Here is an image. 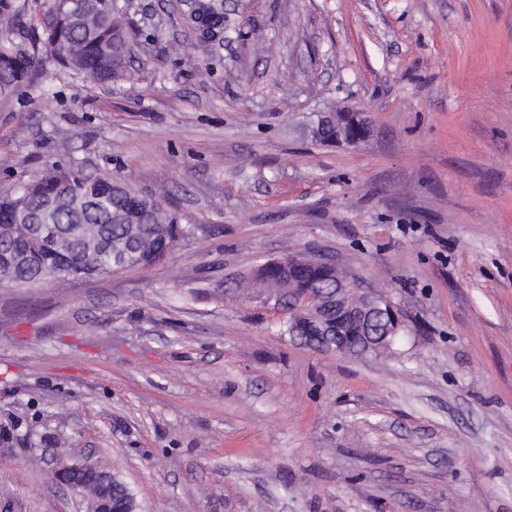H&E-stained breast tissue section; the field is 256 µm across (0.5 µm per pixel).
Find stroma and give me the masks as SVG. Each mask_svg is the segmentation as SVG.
<instances>
[{
    "label": "stroma",
    "mask_w": 512,
    "mask_h": 512,
    "mask_svg": "<svg viewBox=\"0 0 512 512\" xmlns=\"http://www.w3.org/2000/svg\"><path fill=\"white\" fill-rule=\"evenodd\" d=\"M102 86L45 61L0 102V191L52 165L162 199L148 267L0 288V512H85L57 464L140 512H512V0H128ZM364 112L359 146L313 113ZM329 257L404 329L379 355L289 336L255 276ZM195 19L202 36L224 40V0H204ZM103 468L93 464L62 465L53 470V478L60 484L80 493L87 503V512L113 511L112 494L124 504L132 500V493L124 481L108 471L112 487L102 477Z\"/></svg>",
    "instance_id": "1"
}]
</instances>
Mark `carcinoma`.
Wrapping results in <instances>:
<instances>
[{
  "instance_id": "carcinoma-1",
  "label": "carcinoma",
  "mask_w": 512,
  "mask_h": 512,
  "mask_svg": "<svg viewBox=\"0 0 512 512\" xmlns=\"http://www.w3.org/2000/svg\"><path fill=\"white\" fill-rule=\"evenodd\" d=\"M17 0H0V99L10 98L37 75L45 57L58 66L97 83L110 84L124 73L132 40L126 12L118 0H48L37 24L23 20ZM195 22L207 39L224 38V0H204ZM29 211L37 224H53L66 234L81 226L85 234L112 242L94 252L74 248L64 260L81 277L110 275L120 266L119 245H145L151 265L167 254L179 218L157 199L148 201L109 175L86 174L79 167H50L41 176L0 194V240L26 254V264L14 279L30 283L47 262L59 260L43 249L29 229L14 233L8 217L17 206ZM112 494L128 504L132 493L124 481L108 473Z\"/></svg>"
}]
</instances>
